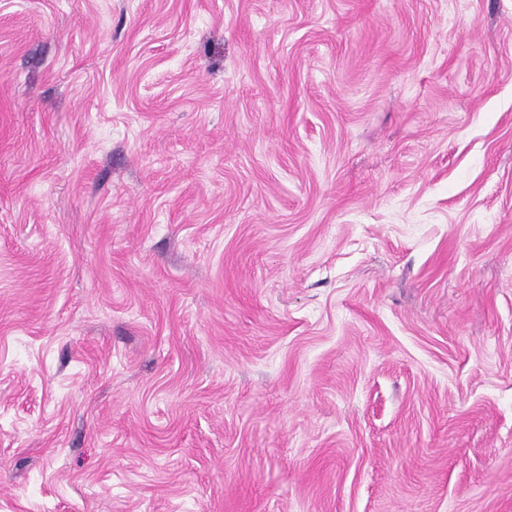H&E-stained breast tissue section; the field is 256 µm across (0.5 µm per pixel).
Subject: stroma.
I'll return each instance as SVG.
<instances>
[{"label":"stroma","instance_id":"35a3bbf8","mask_svg":"<svg viewBox=\"0 0 512 512\" xmlns=\"http://www.w3.org/2000/svg\"><path fill=\"white\" fill-rule=\"evenodd\" d=\"M0 512H512V0H0Z\"/></svg>","mask_w":512,"mask_h":512}]
</instances>
